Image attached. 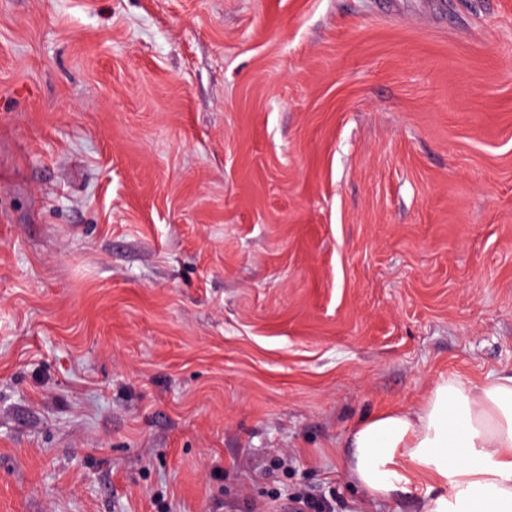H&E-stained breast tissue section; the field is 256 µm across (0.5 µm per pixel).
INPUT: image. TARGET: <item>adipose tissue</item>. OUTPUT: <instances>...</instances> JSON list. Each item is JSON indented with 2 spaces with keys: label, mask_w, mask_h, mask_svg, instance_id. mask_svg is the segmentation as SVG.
<instances>
[{
  "label": "adipose tissue",
  "mask_w": 512,
  "mask_h": 512,
  "mask_svg": "<svg viewBox=\"0 0 512 512\" xmlns=\"http://www.w3.org/2000/svg\"><path fill=\"white\" fill-rule=\"evenodd\" d=\"M342 446V470L370 504L422 482L418 512H512V373L441 378L413 410L360 418Z\"/></svg>",
  "instance_id": "1"
}]
</instances>
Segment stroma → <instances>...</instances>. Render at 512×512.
I'll use <instances>...</instances> for the list:
<instances>
[{
    "label": "stroma",
    "mask_w": 512,
    "mask_h": 512,
    "mask_svg": "<svg viewBox=\"0 0 512 512\" xmlns=\"http://www.w3.org/2000/svg\"><path fill=\"white\" fill-rule=\"evenodd\" d=\"M504 371L512 0H0V512H354Z\"/></svg>",
    "instance_id": "1"
}]
</instances>
